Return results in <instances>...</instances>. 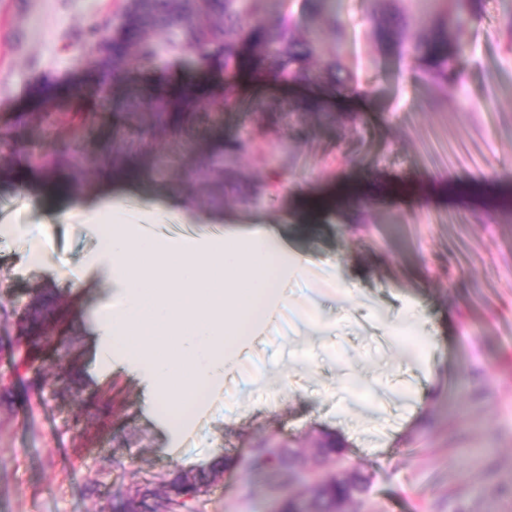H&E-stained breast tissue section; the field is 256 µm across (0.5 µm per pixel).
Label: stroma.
Here are the masks:
<instances>
[{
    "instance_id": "obj_1",
    "label": "stroma",
    "mask_w": 512,
    "mask_h": 512,
    "mask_svg": "<svg viewBox=\"0 0 512 512\" xmlns=\"http://www.w3.org/2000/svg\"><path fill=\"white\" fill-rule=\"evenodd\" d=\"M269 15L321 28L322 54L307 62L308 92L266 82L240 91L219 122L199 100V120L164 136L148 156L138 139L114 143L134 162L132 177L112 181L130 223L184 182L192 198L182 224L243 228L274 225L283 240L318 263L332 262L355 286L350 302L312 288L323 317L340 319L331 345L335 366L299 354L317 335L312 320L255 341L252 378L224 379V390L196 415L177 451L143 404L142 387L124 373L94 376L95 311L117 285L98 259L99 229L81 210L45 208L40 181L12 179L28 151H59L85 187L98 188L92 165L112 114L134 130L149 122L143 106L85 105L63 97L26 123L14 155L0 154V225H21L0 241V512H114L113 496L159 485L175 469L206 467L223 455L220 478L195 504L198 512H280L306 498L271 465L256 469L254 451L304 453L331 436L346 461L370 478L365 512H512V52L503 16L512 0H477L476 21L460 32L473 52L447 79H430L426 61L401 84L403 63L371 33L369 15L388 20L414 0H339L345 37L321 0H266ZM128 0H0V133L15 131L43 84L70 87L98 69L90 28L111 34ZM127 85L163 89L205 83L224 88L223 66L197 52L167 54L164 65L129 58ZM364 91L353 108L318 109ZM363 221L349 224L350 207ZM52 256L32 268L33 245ZM84 286L74 291L72 278ZM39 288L66 294L67 337L80 366L77 389L24 390L18 299ZM415 303L438 341L430 365L410 363L373 304L398 320ZM377 405L339 397L348 377Z\"/></svg>"
}]
</instances>
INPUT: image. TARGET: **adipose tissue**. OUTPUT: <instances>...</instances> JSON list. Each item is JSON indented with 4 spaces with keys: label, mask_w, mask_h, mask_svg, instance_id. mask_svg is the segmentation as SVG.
<instances>
[{
    "label": "adipose tissue",
    "mask_w": 512,
    "mask_h": 512,
    "mask_svg": "<svg viewBox=\"0 0 512 512\" xmlns=\"http://www.w3.org/2000/svg\"><path fill=\"white\" fill-rule=\"evenodd\" d=\"M99 192L71 196L60 209L86 210L109 239L101 259L121 285L119 308L96 321V370L126 371L145 388V410L180 441L191 422L177 411L198 389L217 392L263 319L292 300L288 277L308 275L309 261L282 246L277 231L256 224L219 244L172 247L125 222L112 194V172L97 174Z\"/></svg>",
    "instance_id": "ef3b65f1"
}]
</instances>
